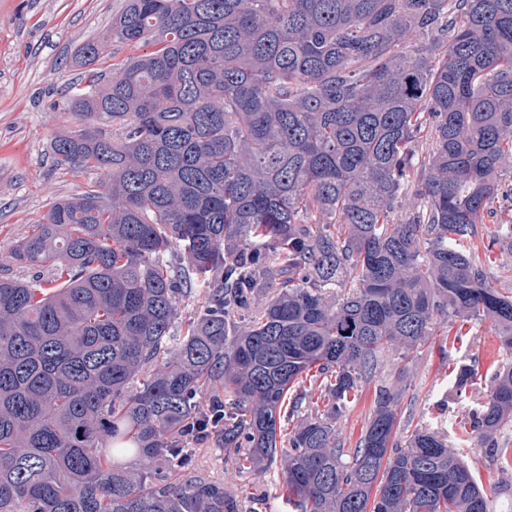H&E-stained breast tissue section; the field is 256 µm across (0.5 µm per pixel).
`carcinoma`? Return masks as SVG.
<instances>
[{"mask_svg": "<svg viewBox=\"0 0 512 512\" xmlns=\"http://www.w3.org/2000/svg\"><path fill=\"white\" fill-rule=\"evenodd\" d=\"M110 42L154 50L89 70L51 144L106 189L0 253L55 269L0 279V512H243L172 480L209 439L280 460L295 512H490L438 431L399 442L398 392L355 447L336 423L442 321L489 319L512 353L474 245L512 201V0H125L75 63ZM511 423L509 365L471 422L504 471Z\"/></svg>", "mask_w": 512, "mask_h": 512, "instance_id": "obj_1", "label": "carcinoma"}]
</instances>
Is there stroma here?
I'll return each mask as SVG.
<instances>
[{
	"label": "stroma",
	"instance_id": "1",
	"mask_svg": "<svg viewBox=\"0 0 512 512\" xmlns=\"http://www.w3.org/2000/svg\"><path fill=\"white\" fill-rule=\"evenodd\" d=\"M124 0H0V251L42 221L53 202L105 186L101 173L75 172L55 166L51 143L66 128H75L70 115V84L81 77L74 67L77 50L104 36ZM512 212L487 216L484 239L494 240L487 268L499 288L512 289ZM512 355L503 352L498 328L491 321H472L464 329L440 326L419 355L409 360L402 417L447 434L460 449L483 487H496L491 512H512V474L501 472L467 433L469 417L487 397L495 372ZM476 364L477 385L459 395L453 370ZM390 368L363 387L337 425L341 438L355 446L370 414L379 386L391 381ZM195 475L223 483L243 504L263 494L262 512H289L282 488L281 465L239 469L221 444L194 445Z\"/></svg>",
	"mask_w": 512,
	"mask_h": 512
}]
</instances>
